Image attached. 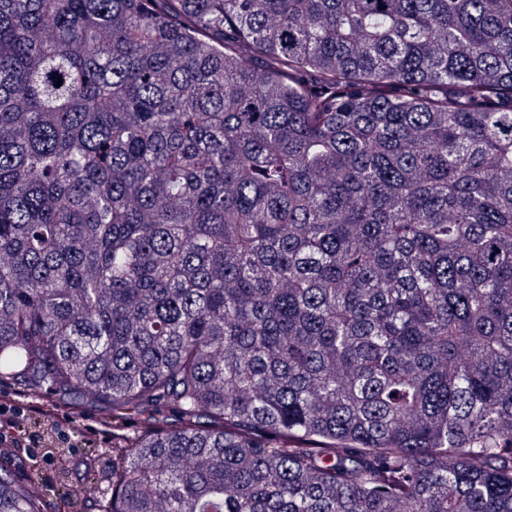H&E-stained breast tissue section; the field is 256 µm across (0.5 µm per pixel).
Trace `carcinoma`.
I'll list each match as a JSON object with an SVG mask.
<instances>
[{"label":"carcinoma","instance_id":"1","mask_svg":"<svg viewBox=\"0 0 512 512\" xmlns=\"http://www.w3.org/2000/svg\"><path fill=\"white\" fill-rule=\"evenodd\" d=\"M19 379L98 512H512V0H0Z\"/></svg>","mask_w":512,"mask_h":512}]
</instances>
